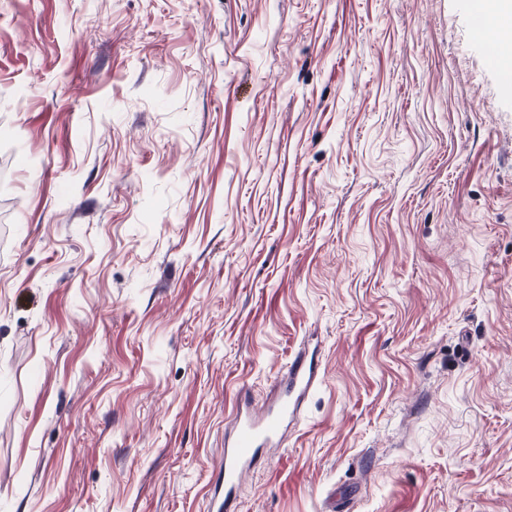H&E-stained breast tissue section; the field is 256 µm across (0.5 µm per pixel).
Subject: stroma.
Masks as SVG:
<instances>
[{
  "instance_id": "35a3bbf8",
  "label": "stroma",
  "mask_w": 512,
  "mask_h": 512,
  "mask_svg": "<svg viewBox=\"0 0 512 512\" xmlns=\"http://www.w3.org/2000/svg\"><path fill=\"white\" fill-rule=\"evenodd\" d=\"M470 0H0V512H512V72ZM320 368L319 350L304 349L289 363L274 399L259 408L246 397L240 400L224 459L215 475L216 486L223 488L224 494L216 496L211 512H233L234 495L243 475L263 452L281 446L296 423L302 403L317 384Z\"/></svg>"
}]
</instances>
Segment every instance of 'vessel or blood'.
I'll return each mask as SVG.
<instances>
[{
  "label": "vessel or blood",
  "instance_id": "b4317fda",
  "mask_svg": "<svg viewBox=\"0 0 512 512\" xmlns=\"http://www.w3.org/2000/svg\"><path fill=\"white\" fill-rule=\"evenodd\" d=\"M320 368L319 350L301 351L289 363L274 399L259 406L240 400L216 474V484L223 493L216 496L212 512H233L234 495L243 475L263 452L281 446L296 423L302 403L317 384Z\"/></svg>",
  "mask_w": 512,
  "mask_h": 512
}]
</instances>
